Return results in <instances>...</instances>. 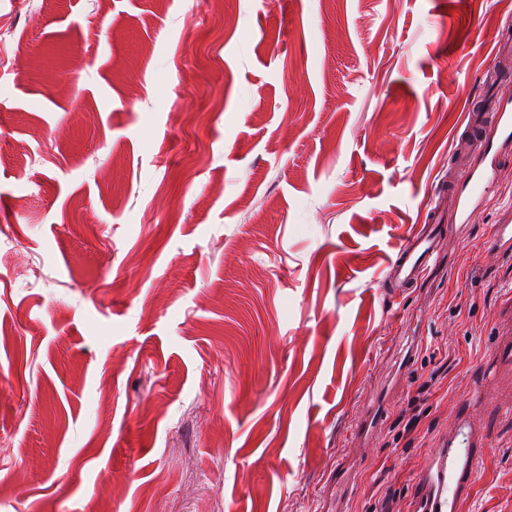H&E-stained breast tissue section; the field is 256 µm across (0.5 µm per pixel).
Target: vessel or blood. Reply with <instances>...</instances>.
I'll use <instances>...</instances> for the list:
<instances>
[{"instance_id":"obj_1","label":"vessel or blood","mask_w":512,"mask_h":512,"mask_svg":"<svg viewBox=\"0 0 512 512\" xmlns=\"http://www.w3.org/2000/svg\"><path fill=\"white\" fill-rule=\"evenodd\" d=\"M471 145L485 157L491 154L494 146L512 147L511 97H504L488 126L474 129ZM493 183V165L474 166L465 171L456 192L459 223H469L476 202L491 190ZM444 230L441 224H425L405 241L385 277L394 292L408 291L422 280L430 261L438 253V240ZM486 453L485 436L476 433L467 420H457L447 443L439 448L420 474L417 512H458L461 502L470 495L478 464Z\"/></svg>"}]
</instances>
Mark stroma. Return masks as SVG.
<instances>
[{
    "label": "stroma",
    "mask_w": 512,
    "mask_h": 512,
    "mask_svg": "<svg viewBox=\"0 0 512 512\" xmlns=\"http://www.w3.org/2000/svg\"><path fill=\"white\" fill-rule=\"evenodd\" d=\"M503 43L512 0H0V512H414L461 409V512H512V149L383 285ZM494 155L484 167H471L464 172L462 184L456 192V214L459 224H469L475 203L493 187ZM444 231L445 224H423L404 242L398 259L389 265V274L384 278L393 287V294L408 291L422 280L438 253V238Z\"/></svg>",
    "instance_id": "obj_1"
}]
</instances>
